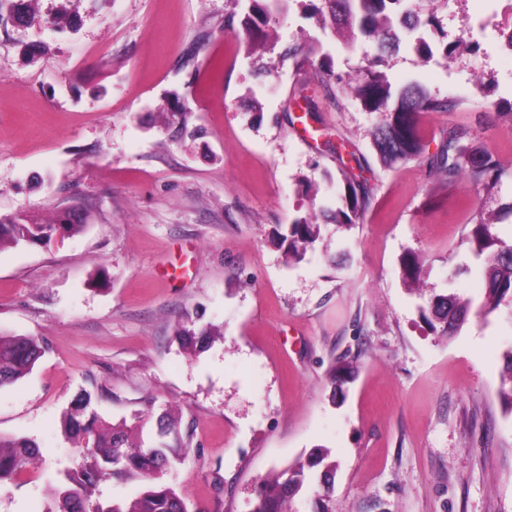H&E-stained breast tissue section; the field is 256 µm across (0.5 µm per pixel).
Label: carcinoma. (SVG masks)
<instances>
[{
	"instance_id": "carcinoma-1",
	"label": "carcinoma",
	"mask_w": 512,
	"mask_h": 512,
	"mask_svg": "<svg viewBox=\"0 0 512 512\" xmlns=\"http://www.w3.org/2000/svg\"><path fill=\"white\" fill-rule=\"evenodd\" d=\"M17 19L32 21L37 0H9ZM289 0H252L248 12L240 19L239 32L247 54L269 49L266 26L270 18L286 8ZM404 0H309L310 15L318 28L339 36L350 43L358 37L372 39L377 54L363 73L356 75L342 90L358 100L369 112L382 114V121L372 132V144L381 161L394 166L421 157L423 153L420 118L426 112L445 111L448 103L432 97L417 84L398 90L392 88L386 74L380 70L385 58L398 47L401 37L394 27L400 20L406 34L427 24L415 14L402 15ZM320 56L319 69L330 80L335 77L329 58L320 54L321 43L312 36L288 49ZM428 166L440 177L454 182L464 179L486 193L494 192L508 174L502 164L487 149L465 142V134L451 130L441 149L428 158ZM359 185L345 177L343 206L331 209L312 205L303 216L296 217L286 231L277 232L275 242L286 261H301L308 248L320 235L323 224H354L362 217L363 207ZM465 225L471 250L478 256L487 255L480 270L485 283L479 313L487 316L502 305L512 306V242L507 243L494 232V223L484 218L478 209L471 211ZM86 219L76 209H64L49 221L15 214L0 218V246L47 245L58 236L83 231ZM404 280L413 284L420 280L422 262L419 256L406 253L400 259ZM471 304L454 294L433 295L421 310L424 322L432 331L451 336L467 320ZM47 344L30 336L0 335V387L11 385L29 375L46 354ZM508 378L503 380L498 396L503 406L512 411V348L504 356ZM67 437L86 456V465L65 475V483L53 494L52 506L46 512H189L186 499L162 477L171 467L172 441L177 439L179 420L165 408L159 415L150 411L112 423L93 407L92 397L83 393L74 408L63 417ZM38 444L24 436L0 435V485L13 482L22 473L35 467L40 460ZM335 464L328 452L312 449L282 471L266 477L257 492V512H288V501L305 485L321 480L329 484ZM140 482L144 489L134 497L105 503L95 497L100 479Z\"/></svg>"
}]
</instances>
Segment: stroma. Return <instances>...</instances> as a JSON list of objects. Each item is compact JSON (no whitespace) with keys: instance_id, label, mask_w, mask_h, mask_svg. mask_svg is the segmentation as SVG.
Masks as SVG:
<instances>
[{"instance_id":"35a3bbf8","label":"stroma","mask_w":512,"mask_h":512,"mask_svg":"<svg viewBox=\"0 0 512 512\" xmlns=\"http://www.w3.org/2000/svg\"><path fill=\"white\" fill-rule=\"evenodd\" d=\"M248 5L38 0L26 26L0 16V217L87 215L78 234L0 249V334L49 345L0 388V434L42 451L0 487V512H46L61 473L80 468L62 418L83 390L114 421L179 414L186 446L166 480L191 512H252L260 480L314 448L335 478L290 512H512V413L497 395L512 307L469 315L449 338L419 315L434 294L481 302L460 196L499 214L512 241V179L488 197L425 162L457 129L512 168V52L494 0H420L429 25L384 71L453 105L422 115L424 159L391 167L371 144L378 114L323 84L317 60L267 53L271 74L256 76L237 35ZM61 13L73 26H52ZM273 30L284 47L316 22L290 0ZM458 36L465 47L444 55ZM321 42L344 79L376 52L368 39ZM346 171L360 221L322 225L287 262L276 230L311 201L339 206ZM408 252L424 258L417 288L401 276ZM207 324L221 334L202 350L176 334Z\"/></svg>"}]
</instances>
